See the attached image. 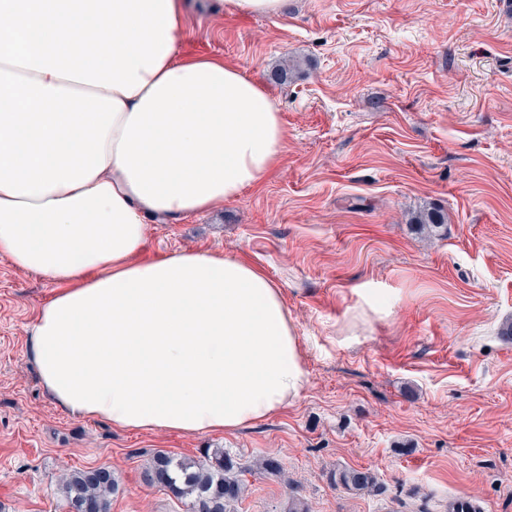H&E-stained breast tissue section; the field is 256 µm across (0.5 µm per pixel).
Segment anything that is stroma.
Wrapping results in <instances>:
<instances>
[{
  "mask_svg": "<svg viewBox=\"0 0 512 512\" xmlns=\"http://www.w3.org/2000/svg\"><path fill=\"white\" fill-rule=\"evenodd\" d=\"M182 47L262 85L288 143L260 186L151 225L150 251H221L281 285L309 382L237 431L72 417L28 356L52 288L0 257V512H66L60 475L92 466L119 480L112 512H184L144 465L217 448L249 469L234 512H512V0H189ZM430 207L437 237L409 222ZM343 468L378 492L331 484ZM283 0H227L232 13L250 15H276L281 11Z\"/></svg>",
  "mask_w": 512,
  "mask_h": 512,
  "instance_id": "stroma-1",
  "label": "stroma"
}]
</instances>
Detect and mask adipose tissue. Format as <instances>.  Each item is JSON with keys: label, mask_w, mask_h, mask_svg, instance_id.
Returning <instances> with one entry per match:
<instances>
[{"label": "adipose tissue", "mask_w": 512, "mask_h": 512, "mask_svg": "<svg viewBox=\"0 0 512 512\" xmlns=\"http://www.w3.org/2000/svg\"><path fill=\"white\" fill-rule=\"evenodd\" d=\"M185 0H0V256L53 286L28 353L54 402L127 430L233 431L308 383L282 289L149 221L258 186L288 141L243 71L181 55Z\"/></svg>", "instance_id": "ef3b65f1"}]
</instances>
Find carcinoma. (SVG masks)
Segmentation results:
<instances>
[{"mask_svg": "<svg viewBox=\"0 0 512 512\" xmlns=\"http://www.w3.org/2000/svg\"><path fill=\"white\" fill-rule=\"evenodd\" d=\"M413 221L420 229L437 234L445 224V215L429 208L413 215ZM244 472L245 468L220 449L202 460L159 451L143 469L142 481L169 492L186 505L187 512H231L246 489L241 479ZM334 482L358 493L378 486L374 473L355 468L336 472ZM59 488L68 512H111L118 481L109 467H88L65 474Z\"/></svg>", "mask_w": 512, "mask_h": 512, "instance_id": "carcinoma-1", "label": "carcinoma"}]
</instances>
